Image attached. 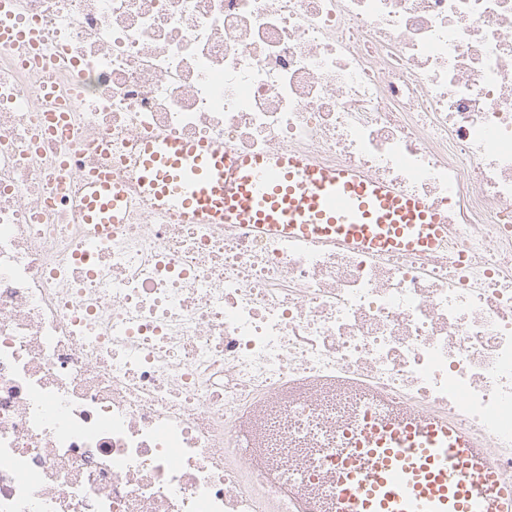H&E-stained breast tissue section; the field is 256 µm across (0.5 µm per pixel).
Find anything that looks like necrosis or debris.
I'll use <instances>...</instances> for the list:
<instances>
[{
  "instance_id": "1",
  "label": "necrosis or debris",
  "mask_w": 512,
  "mask_h": 512,
  "mask_svg": "<svg viewBox=\"0 0 512 512\" xmlns=\"http://www.w3.org/2000/svg\"><path fill=\"white\" fill-rule=\"evenodd\" d=\"M0 512H319L344 428L412 410L512 487V0H4ZM346 167L431 255L160 213L143 139ZM129 197L89 238L91 168Z\"/></svg>"
}]
</instances>
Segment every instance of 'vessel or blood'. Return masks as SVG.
Instances as JSON below:
<instances>
[{"label": "vessel or blood", "instance_id": "obj_1", "mask_svg": "<svg viewBox=\"0 0 512 512\" xmlns=\"http://www.w3.org/2000/svg\"><path fill=\"white\" fill-rule=\"evenodd\" d=\"M141 188L155 207L201 224L368 252L425 255L444 240L447 214L393 186L285 152L232 157L223 144L146 138ZM73 208L97 232L124 223L128 198L91 172ZM338 458L336 512H512L482 443L434 417L399 415L352 432Z\"/></svg>", "mask_w": 512, "mask_h": 512}]
</instances>
